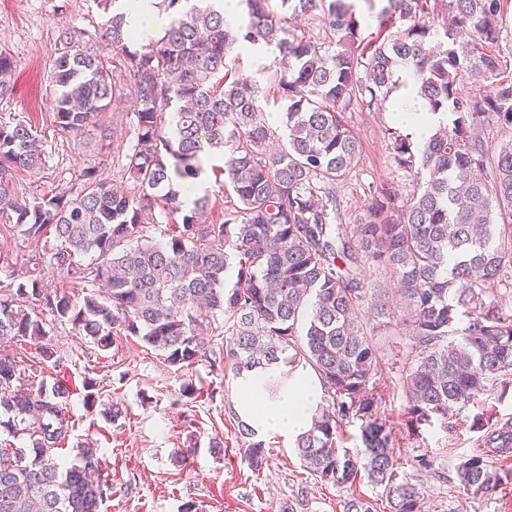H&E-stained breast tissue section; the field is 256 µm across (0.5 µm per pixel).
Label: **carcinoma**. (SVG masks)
<instances>
[{
  "label": "carcinoma",
  "instance_id": "cac0c4a2",
  "mask_svg": "<svg viewBox=\"0 0 512 512\" xmlns=\"http://www.w3.org/2000/svg\"><path fill=\"white\" fill-rule=\"evenodd\" d=\"M160 2L174 14L142 39L120 0H98L112 10L103 35L130 83L75 30L60 34L51 63L55 128L80 143L134 93V112L116 113L134 136L112 159V179L91 170L74 192L13 196L14 175L44 166L45 156L32 127L0 122V226L35 242L52 235L56 269L92 287L79 299L48 292L29 256L24 281H0V338H44L32 316L40 307L103 350L135 336L183 368L206 356L220 313L224 372L283 359L320 377L330 404L296 439L320 483L366 481L386 512H423L417 475L395 455L393 427L370 388L385 362L366 313L386 315L412 342L401 375L407 431L471 420L478 450L456 465L458 489L481 498L511 487L512 418L467 414L488 383L512 376V308L494 294L512 274V143L492 148L483 138L491 123L512 128V78L496 50L508 0H383L370 23L355 0H280L278 11L270 0H241L236 26L219 0ZM290 16L315 29H289ZM270 48L284 60L263 72L282 108L278 148L262 90L236 67L241 50ZM406 72L427 111L452 120L416 150L409 135L387 129L390 159L413 192L402 204L395 187L375 189L349 234L337 223L335 188L358 166L362 142L344 114L381 106ZM13 90V60L0 50V101ZM217 156L223 165L212 164ZM209 169L224 176L220 202L207 192L189 198ZM155 209L159 217L143 223ZM368 266L389 274L395 306L368 293ZM68 398L63 387L22 383L15 356L0 353V431L30 442L0 443V512H99L112 496L96 449L70 466L56 454L75 427ZM345 420L361 422L356 453L338 446ZM237 428L250 465L262 467L264 444L243 421Z\"/></svg>",
  "mask_w": 512,
  "mask_h": 512
}]
</instances>
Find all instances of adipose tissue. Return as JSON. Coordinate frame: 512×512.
<instances>
[{
  "instance_id": "ef3b65f1",
  "label": "adipose tissue",
  "mask_w": 512,
  "mask_h": 512,
  "mask_svg": "<svg viewBox=\"0 0 512 512\" xmlns=\"http://www.w3.org/2000/svg\"><path fill=\"white\" fill-rule=\"evenodd\" d=\"M399 96L406 107L394 112L397 125L412 129L420 139L431 135L439 115L423 111L413 85H406ZM235 388V410L258 441L270 437L289 440L302 434L322 396L317 377L283 362L243 372Z\"/></svg>"
}]
</instances>
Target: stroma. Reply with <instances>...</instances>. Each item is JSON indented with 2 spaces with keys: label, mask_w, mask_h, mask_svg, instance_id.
<instances>
[{
  "label": "stroma",
  "mask_w": 512,
  "mask_h": 512,
  "mask_svg": "<svg viewBox=\"0 0 512 512\" xmlns=\"http://www.w3.org/2000/svg\"><path fill=\"white\" fill-rule=\"evenodd\" d=\"M106 19L96 0H0V50L12 56L16 80L13 95L0 101V121L31 125L48 156L42 169L17 173V197L77 188L90 169L111 177L113 157L132 138V129L113 127L108 114L84 146L63 137L53 123L49 67L63 31L82 32L88 47L120 70L119 54L102 37ZM347 120L363 144L358 167L336 187L342 222L350 226L368 203L370 187L391 182L405 196L411 185L389 158L390 109L352 111ZM41 319L44 342L52 344L59 363L42 361L44 342L28 337L0 344V352L16 357L26 380L69 389L75 428L61 455L74 463L80 448H96L101 472L111 475L114 487L101 512H179L188 501L200 512H342L346 490L318 483L302 466L294 442L268 439L265 463L251 467L237 437L234 378L224 372L223 339L213 338L206 357L180 370L137 337H116L103 350L71 323L46 313ZM367 329L388 364L375 387L380 416L398 426L397 455L407 463L424 453L434 459L432 471L418 474L426 512H512V487L482 498L457 488L456 465L478 448L468 421L448 428L435 422L411 435L401 427L400 374L410 360V342L381 316L370 318ZM189 380L195 384L191 395L183 391ZM113 402L123 414L111 421L102 411ZM216 438L223 439V448H213Z\"/></svg>",
  "instance_id": "stroma-1"
}]
</instances>
